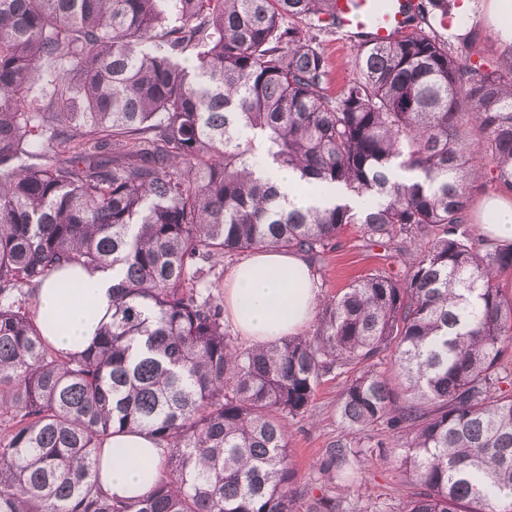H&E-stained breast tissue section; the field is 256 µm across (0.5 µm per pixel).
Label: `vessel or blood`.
I'll list each match as a JSON object with an SVG mask.
<instances>
[{
    "instance_id": "vessel-or-blood-1",
    "label": "vessel or blood",
    "mask_w": 512,
    "mask_h": 512,
    "mask_svg": "<svg viewBox=\"0 0 512 512\" xmlns=\"http://www.w3.org/2000/svg\"><path fill=\"white\" fill-rule=\"evenodd\" d=\"M378 0H336L338 28L352 34H366L374 42L385 43L406 32L407 0H390L379 10Z\"/></svg>"
}]
</instances>
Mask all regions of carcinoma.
<instances>
[{"label": "carcinoma", "mask_w": 512, "mask_h": 512, "mask_svg": "<svg viewBox=\"0 0 512 512\" xmlns=\"http://www.w3.org/2000/svg\"><path fill=\"white\" fill-rule=\"evenodd\" d=\"M333 2L0 0V512H295L284 421L332 373L352 374L347 434L307 512H345L329 488L375 448L406 449L403 512H512V241L462 231L485 163L512 196V45L463 64L423 28L455 0H420L334 94ZM272 164L370 203L296 207ZM349 226L410 252L405 277L361 276L310 335L235 345L215 260L316 262ZM66 265L112 271L111 320L74 354L32 297ZM123 429L165 465L129 499L99 483Z\"/></svg>", "instance_id": "1"}]
</instances>
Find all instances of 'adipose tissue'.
Wrapping results in <instances>:
<instances>
[{
  "label": "adipose tissue",
  "instance_id": "ef3b65f1",
  "mask_svg": "<svg viewBox=\"0 0 512 512\" xmlns=\"http://www.w3.org/2000/svg\"><path fill=\"white\" fill-rule=\"evenodd\" d=\"M38 326L50 345L64 353L82 351L112 314V276L73 266L53 272L34 288ZM317 287L301 254L257 250L224 280V310L238 332L268 345L300 332L311 320ZM101 461L100 483L118 498L144 494L158 474L160 450L137 430L113 433Z\"/></svg>",
  "mask_w": 512,
  "mask_h": 512
}]
</instances>
